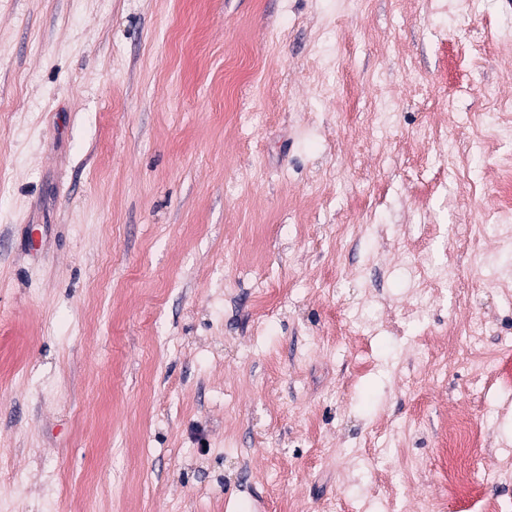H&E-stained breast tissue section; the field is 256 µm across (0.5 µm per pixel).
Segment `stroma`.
<instances>
[{
    "label": "stroma",
    "mask_w": 512,
    "mask_h": 512,
    "mask_svg": "<svg viewBox=\"0 0 512 512\" xmlns=\"http://www.w3.org/2000/svg\"><path fill=\"white\" fill-rule=\"evenodd\" d=\"M454 5L0 0V512H475L451 416L512 503V0ZM445 447L440 451V473L448 487V495L467 493L477 496V488L469 479L468 471L460 457L461 448H471L479 442V432L470 423L450 420L444 425ZM448 447V448H447Z\"/></svg>",
    "instance_id": "obj_1"
}]
</instances>
